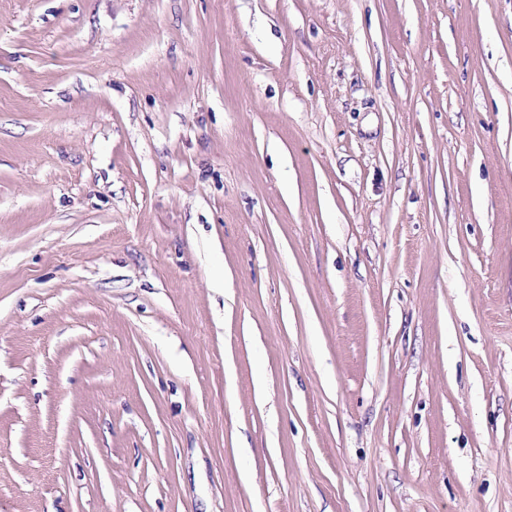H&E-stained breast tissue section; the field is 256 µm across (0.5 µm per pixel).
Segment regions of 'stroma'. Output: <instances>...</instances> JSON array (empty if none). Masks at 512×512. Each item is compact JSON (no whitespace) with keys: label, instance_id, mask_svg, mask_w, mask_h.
Listing matches in <instances>:
<instances>
[{"label":"stroma","instance_id":"stroma-1","mask_svg":"<svg viewBox=\"0 0 512 512\" xmlns=\"http://www.w3.org/2000/svg\"><path fill=\"white\" fill-rule=\"evenodd\" d=\"M0 512H512V0H0Z\"/></svg>","mask_w":512,"mask_h":512}]
</instances>
